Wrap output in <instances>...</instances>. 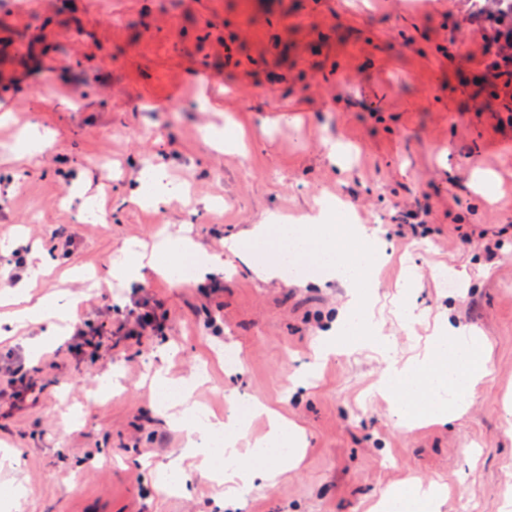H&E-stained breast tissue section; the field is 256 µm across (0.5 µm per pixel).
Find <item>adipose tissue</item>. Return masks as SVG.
Wrapping results in <instances>:
<instances>
[{"mask_svg":"<svg viewBox=\"0 0 512 512\" xmlns=\"http://www.w3.org/2000/svg\"><path fill=\"white\" fill-rule=\"evenodd\" d=\"M380 242L375 228L337 221L326 207L300 224L249 225L238 235L225 239L223 253L202 260L196 276L207 278L223 270L226 258H241L265 248L272 251L271 260L254 265L253 271L261 280H279L285 273L283 253H291L297 262L316 255L321 268L320 284H337L348 292L333 328L319 341L318 355H330L342 346L380 354L387 362L381 384L397 396L393 406L397 424L407 429L419 418L446 422L464 411L487 373L484 341L476 331L440 325L422 353L404 362L391 357L388 336L368 313L372 302L368 289L375 286L376 266L384 258ZM189 247L184 239L175 245L163 242L150 255L135 247L128 259L113 264L111 273L130 284L145 282L151 271L167 275L173 267L183 266L180 253ZM193 394L191 385H183L178 400L180 409L169 416L174 425L185 430L186 443L181 456L169 461L167 471H179L184 458H201L203 469L223 483L225 504L234 507L256 481L272 479L277 468L298 462L305 437L296 424L284 421L262 402H255V412L268 420V431L257 448L244 451L239 442L246 433L245 420L233 413L223 418L194 419ZM217 439L224 448V460L220 463L211 448ZM440 498L438 488L418 486L388 493L379 508L381 512H438Z\"/></svg>","mask_w":512,"mask_h":512,"instance_id":"1","label":"adipose tissue"}]
</instances>
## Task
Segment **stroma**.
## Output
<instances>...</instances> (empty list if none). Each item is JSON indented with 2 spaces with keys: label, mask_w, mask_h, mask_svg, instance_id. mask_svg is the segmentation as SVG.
Returning a JSON list of instances; mask_svg holds the SVG:
<instances>
[{
  "label": "stroma",
  "mask_w": 512,
  "mask_h": 512,
  "mask_svg": "<svg viewBox=\"0 0 512 512\" xmlns=\"http://www.w3.org/2000/svg\"><path fill=\"white\" fill-rule=\"evenodd\" d=\"M493 0H0V264L37 245L30 293H71L73 324L122 308L108 269L123 244L184 235L199 255L252 224L289 223L327 201L380 228L388 261L371 312L398 360L448 321L480 331L488 375L466 412L401 429L377 388L385 360L330 356L297 383L346 301L302 262L261 281L233 259L202 293L151 277L169 314L142 343L110 338L95 360L30 373L41 402L0 425L23 465H0V512H226L224 489L185 466L182 492L157 470L181 453L150 389L151 354L199 378L195 398L260 400L305 433L300 462L245 495L242 512H376L389 491L444 487L440 512H512V127L477 94L482 42L453 44ZM234 121L246 150H217ZM180 186L161 210L131 199L147 166ZM66 226L72 253L52 249ZM80 267L93 281H72ZM457 288L441 284L442 273ZM417 320L397 312L405 275ZM239 355L226 368L218 354ZM21 487L22 509L8 491Z\"/></svg>",
  "instance_id": "stroma-1"
}]
</instances>
